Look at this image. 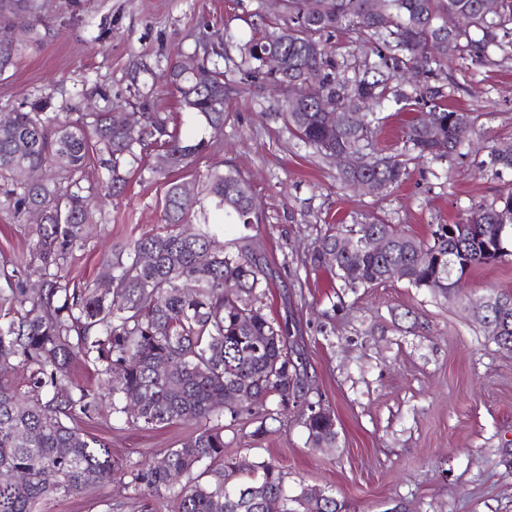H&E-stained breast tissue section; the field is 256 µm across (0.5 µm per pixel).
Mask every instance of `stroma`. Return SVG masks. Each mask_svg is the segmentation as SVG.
I'll return each mask as SVG.
<instances>
[{"instance_id": "stroma-1", "label": "stroma", "mask_w": 512, "mask_h": 512, "mask_svg": "<svg viewBox=\"0 0 512 512\" xmlns=\"http://www.w3.org/2000/svg\"><path fill=\"white\" fill-rule=\"evenodd\" d=\"M259 14L281 27L288 21L275 0H29L26 10L0 22L18 27L38 15L48 27L0 75V114L39 97L50 111L82 112L96 84L107 88L112 108L130 110L134 61L152 68L143 83L163 86L169 63L188 57L198 41L218 30H247ZM239 64L235 52L223 62L220 135L172 96L158 97L160 111L179 113L186 138H208L210 147L196 167L171 180L131 173L71 275L95 278L113 245L161 232L170 181L194 186L208 165L232 164L252 187L261 216L253 232L275 275L265 311L275 316L290 307L300 319V350L336 416L338 436L335 447L310 448L292 413L258 437V416L244 413L224 432L225 457L273 462L289 487L328 490L344 512H512V352L491 342L470 313L491 291L512 293V256L472 269L447 299L400 280L353 292L304 262L327 225L377 217L426 239L436 225L458 222L472 205L512 189L511 172L484 164L487 148L512 139V44L448 69L454 91L445 103L472 113L478 145L444 162L410 164L404 182L377 196L342 185L334 160L268 119L279 94L241 84ZM411 116L387 110L368 155L400 153ZM78 426L109 442L123 466L160 459L195 430L191 423L142 430L102 418ZM157 509L152 494L116 481L47 505V512Z\"/></svg>"}]
</instances>
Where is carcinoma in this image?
Wrapping results in <instances>:
<instances>
[{
  "instance_id": "cac0c4a2",
  "label": "carcinoma",
  "mask_w": 512,
  "mask_h": 512,
  "mask_svg": "<svg viewBox=\"0 0 512 512\" xmlns=\"http://www.w3.org/2000/svg\"><path fill=\"white\" fill-rule=\"evenodd\" d=\"M378 2L374 13L369 0H284L290 24L281 28L280 40H268L267 30L258 27L245 38L216 33L201 45V79L177 77L174 62L168 85L184 109L220 133L225 82L218 60L236 50L252 84L272 78L284 86L279 109L270 117L323 156L369 146L383 121L381 112L413 101L423 109L407 125L408 149L416 160H446L459 153L473 130L468 113L444 107L445 88L434 81L448 63L466 53L478 57L509 34L512 0H498L493 13L482 9L483 0ZM450 13L457 18L451 31ZM42 25L44 19L36 16L24 27L0 31V75L36 41ZM341 30L355 35L361 61H340L330 50L329 38ZM271 55L283 57L282 70L265 69ZM418 65L421 85L409 92L391 86L399 70ZM314 80L350 113L345 127L330 128L319 102L306 96L305 84ZM47 107L35 100L0 120V212L18 221L33 211L41 215L40 223L24 225L33 240L29 253L0 268L6 284L0 288V512H45L54 496L79 494L117 474L110 445L73 426L100 415L96 398L67 379L75 359L96 366L112 396V416L126 424H200L179 447L167 450L164 464L128 467L121 474L129 477L123 488L146 489L172 504L171 512H264L268 498L280 499L281 512H342L343 505L329 494L313 499L305 487L290 492L272 462L224 458V427L210 425L224 415V395L233 393L244 411L261 414L253 435L267 434V420L295 408L309 447H336L335 414L327 407L315 416L304 413L310 376L296 349L292 318L276 320L260 305L271 274L248 233L259 215L247 180L235 167L216 163L203 174L201 198L170 183L163 205L167 230L115 248L102 270L110 287H101L98 279L77 282L68 266L86 248L88 225L102 222L77 178L91 157L98 156L107 196L116 198L144 151L154 152L149 172L165 176L190 168L209 142L182 138L178 118L156 111L152 95L140 91L133 104L141 112L135 129L106 108L62 117ZM359 112L368 115L364 125ZM488 158L491 167L512 171V144L492 149ZM406 175V162L391 155L376 158L367 170L339 169L348 187L374 180L389 188ZM213 210L223 211L224 223L243 231L224 239L210 221ZM341 234L354 235L362 245L332 265L324 255L336 250ZM375 237L389 239L391 250L371 248ZM510 244L512 189L473 207L459 223L438 225L427 240L377 219L330 226L307 261L329 269L353 292L389 281V268L397 267L408 286L446 297L450 290L459 292L468 272L495 263L499 249ZM144 254L151 262L141 261ZM350 266L359 270L358 279L345 278L343 269ZM189 283L195 290L187 294ZM490 298L474 318L492 342L500 336L512 346V294ZM19 364L31 368L23 393L9 380ZM217 460L220 465L212 466ZM207 461L208 480L201 482L195 471ZM246 469L259 475L239 479ZM174 473L183 481L174 483Z\"/></svg>"
}]
</instances>
